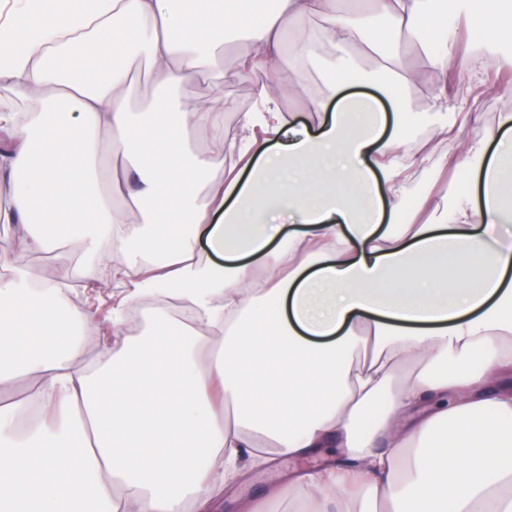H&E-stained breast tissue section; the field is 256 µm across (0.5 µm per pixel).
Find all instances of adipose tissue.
I'll use <instances>...</instances> for the list:
<instances>
[{
    "label": "adipose tissue",
    "mask_w": 512,
    "mask_h": 512,
    "mask_svg": "<svg viewBox=\"0 0 512 512\" xmlns=\"http://www.w3.org/2000/svg\"><path fill=\"white\" fill-rule=\"evenodd\" d=\"M96 0L49 12L27 0L0 21V224L17 248H57L45 224L84 190L85 244L99 269L126 281L99 335L91 303L32 280L0 256V512H216L230 485L277 458L336 447L321 469L289 482L295 512H512V236L502 158L512 114L497 126L448 92L452 70H512V53L473 61L456 39L428 56L429 79L399 84L423 97L448 151L425 162L395 130L404 108L348 93L354 50L383 54L390 30L425 45L441 22L429 0H273L259 19L224 23L214 0ZM512 46V0H449ZM390 30H373V11ZM292 55H285L287 39ZM244 43L232 63L231 41ZM108 44L144 59L152 104L132 106L126 69L93 74ZM323 82L311 97L315 133L296 128L277 80L240 113L242 146L224 166L225 84L282 66ZM208 77L201 98L181 89ZM202 136L201 152L148 162L158 144ZM77 164L61 170L58 149ZM136 159L134 176L99 189L105 149ZM462 178L433 190L447 169ZM289 231H282L280 219ZM203 236L166 239L164 224ZM175 296L196 315L176 356L154 337L124 342L125 305ZM82 333L62 341L58 314ZM103 362L82 363L88 349ZM20 397H13L16 388Z\"/></svg>",
    "instance_id": "adipose-tissue-1"
}]
</instances>
